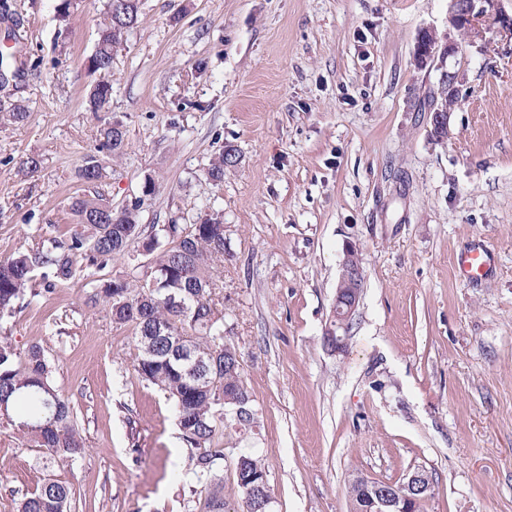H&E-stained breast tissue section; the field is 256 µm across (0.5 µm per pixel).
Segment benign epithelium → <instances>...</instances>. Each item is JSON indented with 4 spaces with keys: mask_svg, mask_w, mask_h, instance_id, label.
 <instances>
[{
    "mask_svg": "<svg viewBox=\"0 0 512 512\" xmlns=\"http://www.w3.org/2000/svg\"><path fill=\"white\" fill-rule=\"evenodd\" d=\"M501 0H451L448 16L449 25L456 31H466L469 45L473 46L485 39L489 29L495 28L501 35L512 38V13L499 6ZM460 50L459 44L448 40L444 44L426 43L418 46L415 60L423 68L431 66L436 59L451 57ZM462 78L457 72H445L440 79L442 96L458 101L461 96ZM451 111L437 107L431 112V134L444 138L448 136V124ZM358 253L355 245L345 248L343 273L336 287L334 314L336 328L347 330L355 313L364 288L363 270L359 265L350 263L351 255ZM366 494L367 506L364 512H414L417 504L432 492V482L427 471L414 470L399 485L377 482L360 478Z\"/></svg>",
    "mask_w": 512,
    "mask_h": 512,
    "instance_id": "7a95c632",
    "label": "benign epithelium"
}]
</instances>
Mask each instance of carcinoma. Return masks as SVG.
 Masks as SVG:
<instances>
[{
	"label": "carcinoma",
	"mask_w": 512,
	"mask_h": 512,
	"mask_svg": "<svg viewBox=\"0 0 512 512\" xmlns=\"http://www.w3.org/2000/svg\"><path fill=\"white\" fill-rule=\"evenodd\" d=\"M126 16L108 23L98 33L90 71L99 74L87 106L101 112L112 97L108 76L112 53L139 20V0H129ZM124 142L122 126L110 120L100 129L98 151L116 154ZM228 153H220L209 168L215 182L224 179ZM86 185H97L103 166L90 157L78 171ZM75 230L66 243L20 248L0 259V319L15 303L35 299L73 277L77 258L101 271L113 261L133 259L135 245L148 252V266L134 265L118 277L102 278L95 287L101 303L119 324L133 327L138 355L135 375L162 391L174 406L176 424L187 446L197 478L207 485V512H224V482L216 474L224 452L218 449L219 431L246 426L253 414L237 415L224 396L247 394L237 351L224 344V314L210 298L216 263L224 256L221 216L205 215L198 224H139L138 208H112L101 195L78 197L71 203ZM42 272L43 288L31 287ZM0 419L7 420L54 459L72 461L85 451V441L74 424L71 403L52 381V367L38 346L18 351L10 336L0 335ZM237 479L255 483L267 478L261 460L241 455ZM70 485L48 480L27 497L19 512H67Z\"/></svg>",
	"instance_id": "obj_1"
}]
</instances>
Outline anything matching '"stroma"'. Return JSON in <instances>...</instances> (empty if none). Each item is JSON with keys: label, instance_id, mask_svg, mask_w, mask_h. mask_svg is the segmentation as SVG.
Returning a JSON list of instances; mask_svg holds the SVG:
<instances>
[{"label": "stroma", "instance_id": "35a3bbf8", "mask_svg": "<svg viewBox=\"0 0 512 512\" xmlns=\"http://www.w3.org/2000/svg\"><path fill=\"white\" fill-rule=\"evenodd\" d=\"M8 0L0 51L19 76L0 108V258L68 242L70 204L89 155L113 207L142 224L224 221L212 299L241 361L253 424L224 431V500L236 461L258 456L270 512H352L355 477L400 483L422 467V512H512V40L489 32L421 68L423 30L445 37L449 0H141L113 52L112 97L90 111L88 70L106 0ZM463 71L444 141L429 100ZM120 121L122 153H98L102 118ZM232 147L222 182L212 159ZM39 156L38 172L20 162ZM157 189L144 195L146 177ZM495 253L485 279L454 259L473 241ZM364 288L343 351L324 337L344 249ZM85 260L0 322L21 350L54 366L85 439L52 463L0 422V512L52 478L71 512H206L173 405L131 370L132 327L92 302Z\"/></svg>", "mask_w": 512, "mask_h": 512}]
</instances>
